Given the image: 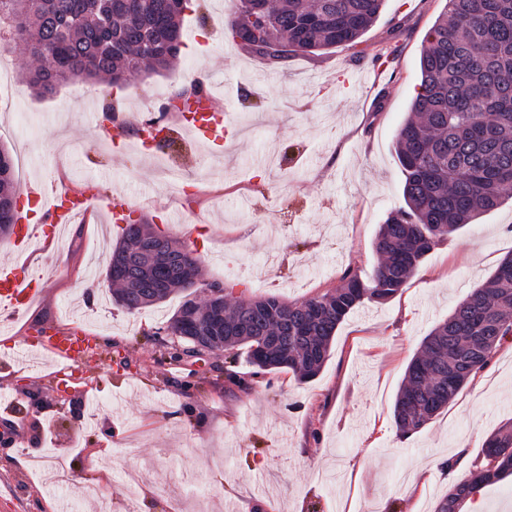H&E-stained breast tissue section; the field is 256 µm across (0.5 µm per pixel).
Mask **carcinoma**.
<instances>
[{
    "mask_svg": "<svg viewBox=\"0 0 512 512\" xmlns=\"http://www.w3.org/2000/svg\"><path fill=\"white\" fill-rule=\"evenodd\" d=\"M191 0H0V49L23 45L40 65L22 74L38 98L81 80L122 86L135 75H165L180 62L181 30ZM385 0H236L228 40L277 64L295 54L355 46ZM262 9L269 26L250 33ZM404 205L380 225V261L366 280L346 273L336 288L302 302L275 295L184 298L164 327L202 355L245 351L256 374L290 370L302 382L329 358L339 324L364 301L385 303L426 256L481 215L512 198V0H445L423 37L419 83L398 131ZM17 179L0 149V236L16 220ZM113 301L129 312L201 285L200 261L145 220L130 221L105 268ZM512 339V254L423 339L393 407L403 436L422 430ZM484 464L448 490L434 512H460L487 485L512 474V424L492 432Z\"/></svg>",
    "mask_w": 512,
    "mask_h": 512,
    "instance_id": "carcinoma-1",
    "label": "carcinoma"
}]
</instances>
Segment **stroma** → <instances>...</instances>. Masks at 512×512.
I'll return each mask as SVG.
<instances>
[{
	"instance_id": "obj_1",
	"label": "stroma",
	"mask_w": 512,
	"mask_h": 512,
	"mask_svg": "<svg viewBox=\"0 0 512 512\" xmlns=\"http://www.w3.org/2000/svg\"><path fill=\"white\" fill-rule=\"evenodd\" d=\"M444 6L386 0L360 46L273 64L225 54L233 0H202L184 15L173 74L120 89L71 83L49 99L22 82L34 64L22 46L0 55V146L24 186L95 196L61 250L30 259L44 296L0 334V512H434L449 488L443 463L481 460L512 421V341L421 431L401 436L392 412L424 337L512 252L511 202L436 247L393 299L347 315L307 382L288 370L254 377L242 352L176 357L182 341L156 331L179 298L130 313L105 279L117 197L131 219L183 242L207 281L251 296L303 301L345 272L368 277L378 228L403 203L394 144ZM393 46L378 83L354 89L352 73ZM195 78L231 115L223 146L186 133L159 157L134 143L118 153L87 112L92 102L137 125ZM73 326L99 345L63 393L55 368L19 342ZM132 470L160 482L144 501L125 495Z\"/></svg>"
}]
</instances>
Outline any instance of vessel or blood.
Wrapping results in <instances>:
<instances>
[{
	"instance_id": "1",
	"label": "vessel or blood",
	"mask_w": 512,
	"mask_h": 512,
	"mask_svg": "<svg viewBox=\"0 0 512 512\" xmlns=\"http://www.w3.org/2000/svg\"><path fill=\"white\" fill-rule=\"evenodd\" d=\"M98 123L108 133L116 150H123L129 138L126 118L120 112L98 114ZM191 129L196 140L223 145L228 133L227 119L219 110L212 95H205L201 103H188L177 120L161 117L158 121L142 125L136 138L142 148L148 149L156 141L174 138L177 131ZM35 214H22L10 240L12 251L19 256L32 247L42 250L60 248L61 225L71 223L77 216L89 210L87 198L71 200L69 193L55 194L50 200L36 201ZM44 292L40 280L28 275L23 264L0 266V323L10 324L38 300ZM99 337L94 333L55 329L42 334L38 341L28 342V349L38 350L40 355L62 369H73L89 351L98 345Z\"/></svg>"
}]
</instances>
